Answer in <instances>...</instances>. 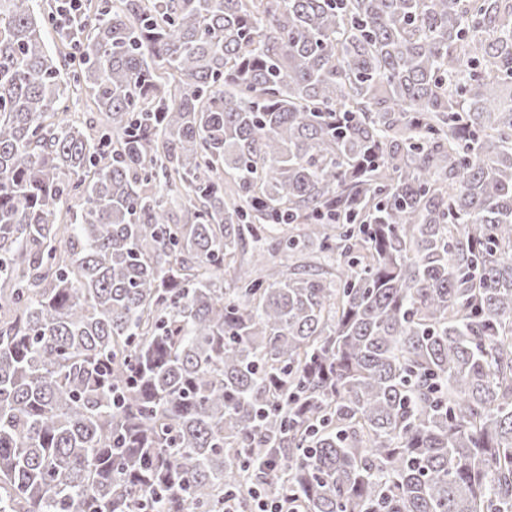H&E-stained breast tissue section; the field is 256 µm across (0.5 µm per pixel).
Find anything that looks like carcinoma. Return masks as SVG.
<instances>
[{"instance_id":"1","label":"carcinoma","mask_w":512,"mask_h":512,"mask_svg":"<svg viewBox=\"0 0 512 512\" xmlns=\"http://www.w3.org/2000/svg\"><path fill=\"white\" fill-rule=\"evenodd\" d=\"M52 22L0 0V512H512V0H103L67 83Z\"/></svg>"}]
</instances>
